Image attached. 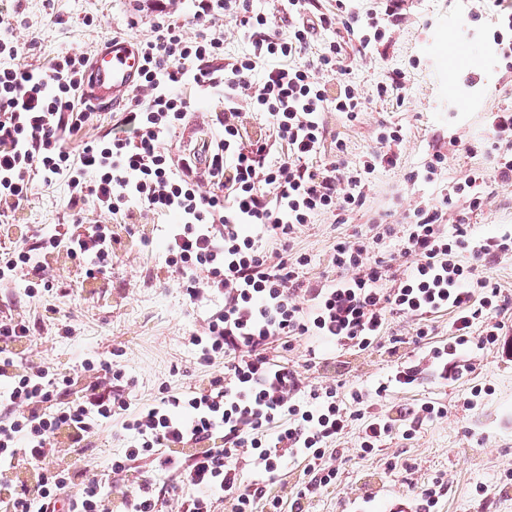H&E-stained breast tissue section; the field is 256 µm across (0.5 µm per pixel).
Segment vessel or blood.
Segmentation results:
<instances>
[{
	"label": "vessel or blood",
	"mask_w": 512,
	"mask_h": 512,
	"mask_svg": "<svg viewBox=\"0 0 512 512\" xmlns=\"http://www.w3.org/2000/svg\"><path fill=\"white\" fill-rule=\"evenodd\" d=\"M141 59L132 40L117 37L106 42L91 60V81L85 95L91 103L125 98L139 80Z\"/></svg>",
	"instance_id": "1"
}]
</instances>
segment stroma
Wrapping results in <instances>:
<instances>
[{"instance_id": "stroma-1", "label": "stroma", "mask_w": 512, "mask_h": 512, "mask_svg": "<svg viewBox=\"0 0 512 512\" xmlns=\"http://www.w3.org/2000/svg\"><path fill=\"white\" fill-rule=\"evenodd\" d=\"M510 7L512 0H404L388 41L357 61L352 79L367 96L368 108L353 122L341 113H327L328 127L355 164L376 149L382 126L402 125L400 160L397 166L377 168L365 189L364 207L348 214L346 223H334L324 214L302 228L294 247L311 258L307 279L335 278L331 254L337 240L379 222L403 224L409 209L438 197L443 186L473 169L492 170L494 156L483 140L493 113L512 106V69H506L492 32L498 13ZM190 10V0H0V23L12 29L18 46L17 54L0 64L45 72L53 58L74 49L91 55L114 37L146 40L160 17L180 21ZM395 70L406 74L403 88L377 97V83ZM182 93L189 101L185 125L164 143L176 157L201 142H216L221 132L216 117L224 110L223 93L201 95L187 86ZM123 111V103L110 104L80 133L62 131L64 147L75 154L85 142L107 136ZM459 140L472 144V151L457 149ZM437 151L446 156L437 182L412 180L427 155ZM31 180L29 198L14 212L13 224L49 234L71 223L66 177L47 181L35 172ZM490 190L489 205L470 220L478 240L512 228V183L495 182ZM81 215L84 223L111 225L119 238L110 273L85 278L59 254L49 260L56 288L30 293L21 272L0 283V317L41 323L25 353L28 363L76 377L83 375L85 360L118 353L132 381L129 396L138 405L153 403L160 387L178 393L222 372L223 359L199 365L188 343L224 300L186 302L181 276L165 262L167 227L175 216L140 209L127 225L89 201ZM452 320L449 311L433 314L428 336L418 340L412 318H391L385 335L402 340L394 355L381 347L351 353L331 349L326 361L314 367L301 341L283 359L309 381H340L370 391L386 382L397 365L453 345ZM483 329V323H476L472 343L458 348L454 377L444 380L425 368L415 384L390 387L375 400L374 412L394 421L376 455L357 453L361 426L350 424L336 440L345 456L338 478L311 501L310 512H344L349 497L379 485L414 498L438 479L447 490L433 512H512L507 483L512 475V335L501 337L498 347L483 348L476 343ZM426 403L442 407L443 415L412 425L410 412ZM131 442L120 427L106 425L91 447L65 443L59 456L73 470L101 478L109 473L113 456Z\"/></svg>"}]
</instances>
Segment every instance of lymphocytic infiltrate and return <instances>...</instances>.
<instances>
[{
    "mask_svg": "<svg viewBox=\"0 0 512 512\" xmlns=\"http://www.w3.org/2000/svg\"><path fill=\"white\" fill-rule=\"evenodd\" d=\"M286 2L294 22L283 34L267 14L254 11L252 0H192L191 25L234 20L249 44L234 58L225 57L223 36L188 38L181 23L159 20L141 43L140 85L111 137L86 142L75 157L60 132H80L93 118L76 97L87 56L76 50L54 58L46 76L0 68V203L12 212L26 202L36 171L48 179L65 176L73 208L89 200L124 216L135 199L155 214H178L168 267L182 275L190 303L207 296L224 300L223 310L189 338L200 365L220 357L223 371L142 407L121 389L124 373L112 361L85 362L95 379L77 394L70 376L18 361L19 349L31 344L40 325L1 319L0 377L9 379L10 389L0 411L10 419L0 423V500L9 512H56L61 500L69 512H105L108 481H121L141 457L170 480L159 487L145 476L127 486L121 512H162L171 497L182 512H214L218 498L230 502L231 512H281L267 483L288 455L305 463L292 512H309V502L338 475L331 444L352 418L347 405L363 403L365 396L307 381L271 358V351H291L303 339L364 351L396 315L416 320L421 339L429 334L428 317L447 310L457 345L468 342L477 322L485 325L482 345L498 342L500 291L477 268L512 251V232L476 241L469 226L471 215L488 204L490 181L512 183V109L494 113L487 129L496 151L492 171L471 170L451 192L414 207L402 231L380 224L373 236L337 241L331 257L337 278L307 280L310 258L292 247L298 232L322 214L344 223L366 202L368 174L398 163L399 126L385 127L369 160L353 165L342 153L326 152L324 115L338 112L354 121L364 111L367 99L351 78V60L382 43L400 17L401 0H386L364 29L346 0L325 12L315 0ZM339 25L353 37L351 48L332 40L310 52L315 31ZM329 72L338 75L337 83L326 80ZM177 85L224 93L217 117L223 135L201 166L186 156L173 159L164 146L183 128L189 107L186 97L174 93ZM249 112L264 114V133L247 136ZM390 238L397 241L396 256L413 258L410 272L393 271L391 259L378 255ZM113 240L108 224L80 233L65 225L48 237H22L0 254V280L22 270L31 288L52 287L46 266L33 254L61 247L94 277L111 266ZM462 252L471 253V265L457 261ZM112 420L133 432L134 441L113 457L111 480L62 465L61 439L89 441ZM247 452L259 466L252 480L240 469Z\"/></svg>",
    "mask_w": 512,
    "mask_h": 512,
    "instance_id": "1",
    "label": "lymphocytic infiltrate"
}]
</instances>
